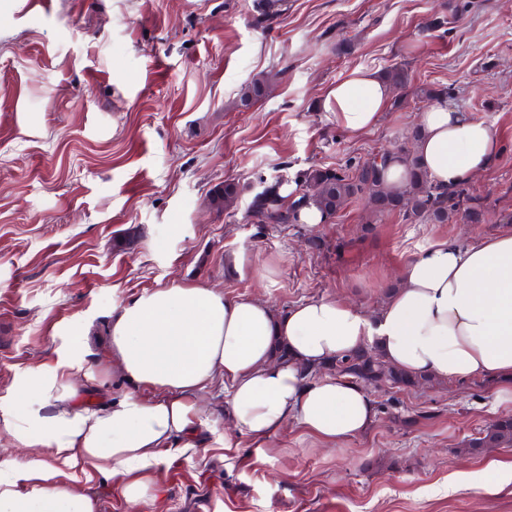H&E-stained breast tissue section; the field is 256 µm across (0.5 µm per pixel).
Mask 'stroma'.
Here are the masks:
<instances>
[{
  "label": "stroma",
  "mask_w": 512,
  "mask_h": 512,
  "mask_svg": "<svg viewBox=\"0 0 512 512\" xmlns=\"http://www.w3.org/2000/svg\"><path fill=\"white\" fill-rule=\"evenodd\" d=\"M253 0H0V466L41 448H16L5 422L30 373L61 374L82 360L80 407L107 408L129 389L109 368L114 309L172 281L225 296H257L279 312L336 294L368 312L402 261L429 243H467L512 226V0H286L256 24ZM442 26H435V19ZM409 73L400 106L359 138L318 102L355 68ZM266 79L247 109L244 84ZM486 121L501 141L468 183L478 216L445 224L384 214L367 223L348 201L318 228H265L244 219L264 183L313 166L354 168L406 142L426 104ZM231 212L210 204L224 181ZM246 251L244 273L229 259ZM376 416L328 447L297 423L268 448L224 445V389L203 401V450L168 451L136 503L93 467L58 480L95 497L99 512H512V484L477 488L474 473L512 464V448L463 452L512 402L478 380L368 392Z\"/></svg>",
  "instance_id": "obj_1"
}]
</instances>
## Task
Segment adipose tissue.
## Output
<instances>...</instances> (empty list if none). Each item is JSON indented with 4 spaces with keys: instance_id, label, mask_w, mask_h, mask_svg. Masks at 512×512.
Instances as JSON below:
<instances>
[{
    "instance_id": "adipose-tissue-1",
    "label": "adipose tissue",
    "mask_w": 512,
    "mask_h": 512,
    "mask_svg": "<svg viewBox=\"0 0 512 512\" xmlns=\"http://www.w3.org/2000/svg\"><path fill=\"white\" fill-rule=\"evenodd\" d=\"M393 89L378 72L351 70L323 96L322 109L356 138L386 111ZM415 151L430 177L453 187L483 172L501 147L493 127L443 101L421 112ZM373 343L391 364L465 382H506L512 397V229L459 246L440 240L405 259L379 311L339 296L295 304L280 314L265 301L228 298L203 284L175 283L141 294L112 314V364L130 389L101 411L77 408L81 362L61 381L37 382L8 432L74 467L87 463L116 479L128 500L148 490L145 470L162 451L192 437L201 399L227 395L228 433L265 447L288 421L327 445L364 433L374 404L340 377L303 379L302 369ZM287 360H279L278 350ZM152 397H144L143 389ZM0 512H98L95 498L56 483L40 461L0 476Z\"/></svg>"
}]
</instances>
